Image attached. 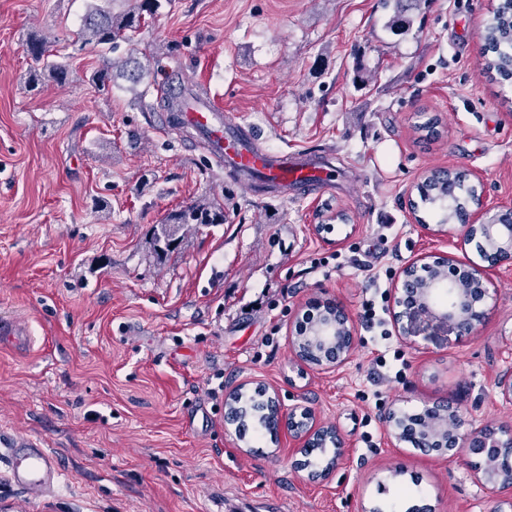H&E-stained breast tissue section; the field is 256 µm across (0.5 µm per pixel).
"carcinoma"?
Wrapping results in <instances>:
<instances>
[{
    "instance_id": "cac0c4a2",
    "label": "carcinoma",
    "mask_w": 512,
    "mask_h": 512,
    "mask_svg": "<svg viewBox=\"0 0 512 512\" xmlns=\"http://www.w3.org/2000/svg\"><path fill=\"white\" fill-rule=\"evenodd\" d=\"M126 10L114 13L110 9L95 7L89 10L82 20L80 28L81 43L93 45L108 51H115L123 42L129 46L126 55L105 61L90 76V82L99 90H105L123 80L129 89L145 84L150 85L149 78L154 75L155 61L151 55L137 56L136 37L145 23V16H153L161 8V0H127ZM408 11L404 0H395V12L389 21L391 28L405 30L410 28L412 20L406 15ZM51 41L42 35H34L25 43L24 51L33 60L42 63L29 74V83L35 85L44 80L58 84L67 81L68 71L62 64L48 60ZM485 71L494 80H512V0H501L493 7L484 21ZM198 92L185 88L180 95L162 98L153 103L147 100V93H139V106L143 112H155L161 108L167 112H180L185 105L197 99ZM456 184V204L450 209L444 204L448 198V187L432 179L418 185L420 202L433 210L439 217V223L451 222L456 210L469 205L473 194L467 184V175L461 171L448 174ZM224 223V206L213 201H197L169 213L164 222L157 226L154 246L160 255L171 251L172 243L180 238L181 230L189 224ZM264 394L254 391L251 395L241 394L240 431L245 434L250 430L259 432L268 429L267 404Z\"/></svg>"
}]
</instances>
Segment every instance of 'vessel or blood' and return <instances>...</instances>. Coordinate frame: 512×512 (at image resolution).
I'll use <instances>...</instances> for the list:
<instances>
[{
  "label": "vessel or blood",
  "mask_w": 512,
  "mask_h": 512,
  "mask_svg": "<svg viewBox=\"0 0 512 512\" xmlns=\"http://www.w3.org/2000/svg\"><path fill=\"white\" fill-rule=\"evenodd\" d=\"M180 118L196 130L209 145L213 159L226 168L261 175L271 185L299 189L313 184L326 187L333 181L331 170L304 164L295 153L278 155L259 150L254 133L231 119L216 102L190 103ZM29 336L30 330L21 320L0 317V338L21 343L28 341ZM12 477L17 484L38 495L59 485L62 473L48 449L27 443L13 451Z\"/></svg>",
  "instance_id": "1"
}]
</instances>
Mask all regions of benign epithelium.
I'll list each match as a JSON object with an SVG mask.
<instances>
[{"mask_svg": "<svg viewBox=\"0 0 512 512\" xmlns=\"http://www.w3.org/2000/svg\"><path fill=\"white\" fill-rule=\"evenodd\" d=\"M477 202L465 208L451 222L457 228L461 245L475 244L478 259L460 261L454 255L427 262L418 258L406 263L393 285L392 320L398 335L410 338L430 336L437 331L456 336L476 333L486 320L485 305L493 292L488 270L512 263V208L501 210L496 217H486L483 208L481 180H476ZM356 343L353 320L342 302L317 299L298 322L296 335L291 337L295 359L312 369L327 370L343 365L351 357ZM273 411V437L285 431L298 444L302 460L313 449L327 444L336 448L334 456L320 471L309 477L324 479L342 456L343 442L337 428L321 423L316 414L306 408L284 413L279 399L269 397ZM430 426L425 432L406 425V414L392 411L385 417L394 430L395 438L412 445L423 454L433 452L435 445L445 449L450 459H466L470 453L489 455L492 448H511L512 429L499 432H472L460 406L437 401L425 408Z\"/></svg>", "mask_w": 512, "mask_h": 512, "instance_id": "7a95c632", "label": "benign epithelium"}]
</instances>
